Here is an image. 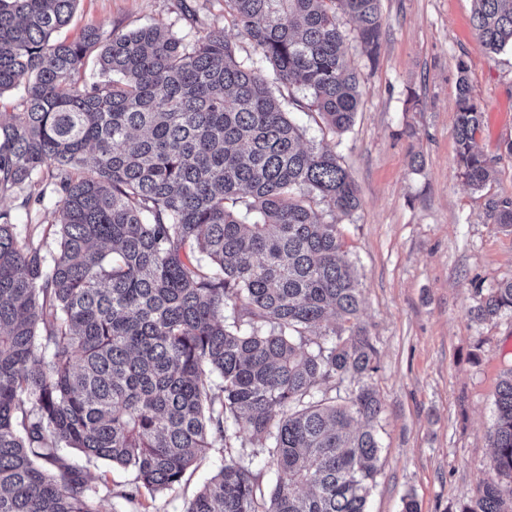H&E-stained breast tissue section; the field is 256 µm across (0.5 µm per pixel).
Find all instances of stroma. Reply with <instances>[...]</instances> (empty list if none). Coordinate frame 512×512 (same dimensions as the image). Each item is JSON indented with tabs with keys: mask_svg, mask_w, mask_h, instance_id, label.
Segmentation results:
<instances>
[{
	"mask_svg": "<svg viewBox=\"0 0 512 512\" xmlns=\"http://www.w3.org/2000/svg\"><path fill=\"white\" fill-rule=\"evenodd\" d=\"M200 17L223 28L238 60L270 74L252 42L226 22L223 0H195ZM382 42L370 62L345 14L337 22L359 81L351 128L332 133L316 113L291 110L310 144L336 154L354 180L360 206L325 214L336 224L359 280L361 321L377 350L366 377L381 402L375 422L381 452L367 512H459L492 477L488 432L500 380L512 371V311L481 321L478 292L512 280V229L486 223L487 199L512 195V50L488 52L473 27V0H380ZM103 31L159 25L185 40L193 33L178 0H79L68 39L86 25ZM466 66L482 112L478 149L494 163L473 190L456 159V87ZM19 191L0 192L19 234L51 237L54 200L25 206ZM224 464L213 449L175 489L135 506L102 495V512H184Z\"/></svg>",
	"mask_w": 512,
	"mask_h": 512,
	"instance_id": "1",
	"label": "stroma"
}]
</instances>
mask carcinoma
Returning <instances> with one entry per match:
<instances>
[{"label":"carcinoma","mask_w":512,"mask_h":512,"mask_svg":"<svg viewBox=\"0 0 512 512\" xmlns=\"http://www.w3.org/2000/svg\"><path fill=\"white\" fill-rule=\"evenodd\" d=\"M474 2L482 45L512 49V0ZM76 3L0 0V95L25 89L21 111L0 112V192L40 204L46 181L57 196L50 257L0 211V512H100V489L64 449L130 471L114 495L134 502L180 485L214 448L224 466L185 512H367L381 400L368 386L343 403L328 392L375 371L377 352L336 225L311 205L348 214L355 183L332 151L305 146L224 30L191 43L153 25L54 38ZM379 5L224 0V19L343 132L359 84L336 12L374 61ZM458 70L457 161L480 190L492 166ZM240 199L242 218L226 208ZM484 220L512 228V196L489 198ZM505 310L512 280L473 307L479 320ZM336 321L349 334L322 340ZM241 432L278 472L268 491L231 451ZM489 438L500 479L460 512H512V373Z\"/></svg>","instance_id":"cac0c4a2"}]
</instances>
